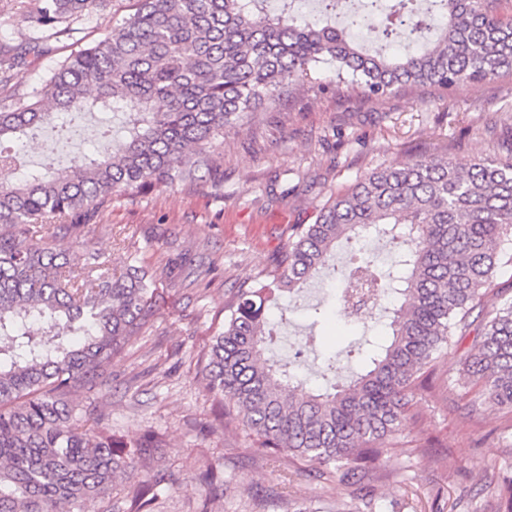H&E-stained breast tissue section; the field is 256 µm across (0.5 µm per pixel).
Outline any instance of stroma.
<instances>
[{
    "instance_id": "stroma-1",
    "label": "stroma",
    "mask_w": 512,
    "mask_h": 512,
    "mask_svg": "<svg viewBox=\"0 0 512 512\" xmlns=\"http://www.w3.org/2000/svg\"><path fill=\"white\" fill-rule=\"evenodd\" d=\"M135 8L136 0H108L79 23L76 39L51 40L43 53L29 55L0 97L41 91L76 44L98 41ZM97 127L85 114L68 138L41 129L30 163L74 165L93 150ZM425 152L463 165L486 156L512 160V77L451 94L423 88L377 99L300 90L225 128L215 148L216 176L115 195L76 240L45 230L46 241L71 261L90 250L119 272L130 264L157 272L156 315L143 344L113 361L109 385L73 396L102 409L113 434L160 437L148 472L160 482L156 512H199L196 477L211 463L224 472V494L208 512H301L310 505L322 512H497L499 490L512 479V412L489 401L469 415L460 410L470 391L461 357L481 330L477 322L439 360L431 390L417 396L389 453L362 478L285 454L267 461L237 419H225L214 433L201 427L210 404L196 383V359L224 302L265 282L292 225L313 223L338 191L367 173ZM348 258L347 244H339L297 298L280 297L269 311L277 339L266 357L294 366L310 388L323 384L325 357L346 353L362 326L382 321L376 309L354 322L337 305L331 288ZM320 302L326 312L317 319L312 307Z\"/></svg>"
}]
</instances>
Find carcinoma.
<instances>
[{
	"label": "carcinoma",
	"mask_w": 512,
	"mask_h": 512,
	"mask_svg": "<svg viewBox=\"0 0 512 512\" xmlns=\"http://www.w3.org/2000/svg\"><path fill=\"white\" fill-rule=\"evenodd\" d=\"M135 12L95 43L60 60L43 92L0 105V512H63L127 483L126 512H154L155 484L138 479L155 437L124 441L104 414L73 404L96 387L112 359L146 337L156 307V275L131 266L116 273L93 252L72 264L48 245L46 226L78 236L122 192L145 195L216 168L213 147L234 119L248 117L296 88L322 93L331 82L365 98L433 87L453 93L471 82L512 76V0H431L442 24L428 36L419 0H369L382 43L369 51L350 38L365 15L324 0L328 17L300 23L294 0H137ZM97 0H38L31 35L0 44V77L40 40L71 36ZM414 48L390 54L399 37ZM125 116L124 134L99 129L101 149L71 167L29 168L19 142L61 114ZM512 237V163L492 158L458 166L419 153L399 169L373 171L336 193L312 224L291 227L271 282L241 289L197 356L198 380L214 421L234 415L258 451L291 453L323 466H366L388 453L401 415L430 379L504 259ZM385 238L406 251L380 276L356 254L339 282L343 305L387 295L385 339L370 344L365 369L341 385L307 390L264 357L274 340L267 318L277 295L299 290L336 244ZM478 397L512 410V300L487 312L463 361ZM204 490H224L213 468Z\"/></svg>",
	"instance_id": "1"
}]
</instances>
